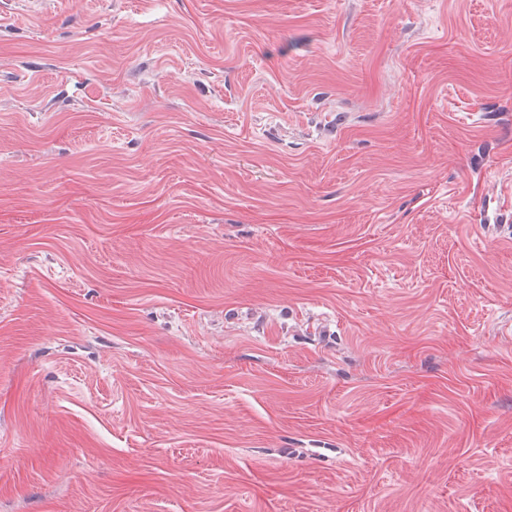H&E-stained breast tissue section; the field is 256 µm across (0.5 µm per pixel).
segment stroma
Segmentation results:
<instances>
[{"label": "stroma", "instance_id": "obj_1", "mask_svg": "<svg viewBox=\"0 0 512 512\" xmlns=\"http://www.w3.org/2000/svg\"><path fill=\"white\" fill-rule=\"evenodd\" d=\"M0 512H512V0H0Z\"/></svg>", "mask_w": 512, "mask_h": 512}]
</instances>
